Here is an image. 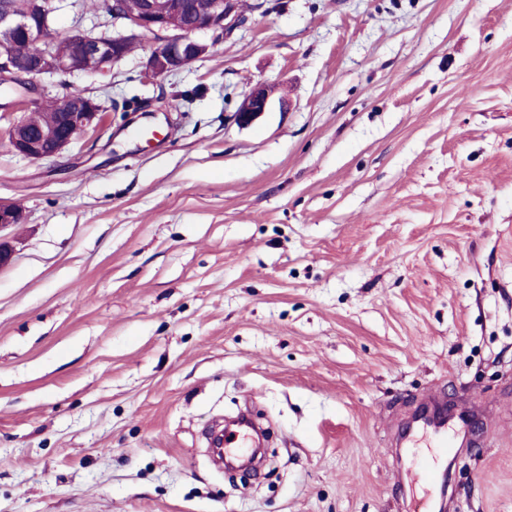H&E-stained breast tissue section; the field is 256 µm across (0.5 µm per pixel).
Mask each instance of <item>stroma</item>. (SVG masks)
I'll use <instances>...</instances> for the list:
<instances>
[{
  "instance_id": "stroma-1",
  "label": "stroma",
  "mask_w": 512,
  "mask_h": 512,
  "mask_svg": "<svg viewBox=\"0 0 512 512\" xmlns=\"http://www.w3.org/2000/svg\"><path fill=\"white\" fill-rule=\"evenodd\" d=\"M278 2L75 78L59 157L0 137V512H512V0ZM445 396L475 444L398 447ZM245 407L269 463L217 470ZM274 89L267 84H259L249 91L235 113L234 120L239 126H248L267 112Z\"/></svg>"
}]
</instances>
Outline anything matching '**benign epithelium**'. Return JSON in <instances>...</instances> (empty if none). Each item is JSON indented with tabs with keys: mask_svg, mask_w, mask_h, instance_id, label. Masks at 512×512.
Returning a JSON list of instances; mask_svg holds the SVG:
<instances>
[{
	"mask_svg": "<svg viewBox=\"0 0 512 512\" xmlns=\"http://www.w3.org/2000/svg\"><path fill=\"white\" fill-rule=\"evenodd\" d=\"M114 29L97 32L75 29L61 33L48 25L41 0H24L16 7L0 8V86L20 90V116L7 136L19 155L42 161L59 156L81 134L97 125L101 107L96 99L66 85L58 99L64 104L57 122L34 126L29 109L44 96L37 83L41 76L61 79L113 70L128 56V45L145 41L150 52L145 72L163 78L181 71L204 57L210 43L196 37L199 32L228 36L245 18L238 0H142L138 9L115 2L110 18ZM36 40L41 51L19 62L4 44ZM274 89L260 84L249 91L235 113L240 126H248L267 112ZM23 223V212L15 204L0 201V232Z\"/></svg>",
	"mask_w": 512,
	"mask_h": 512,
	"instance_id": "obj_1",
	"label": "benign epithelium"
}]
</instances>
